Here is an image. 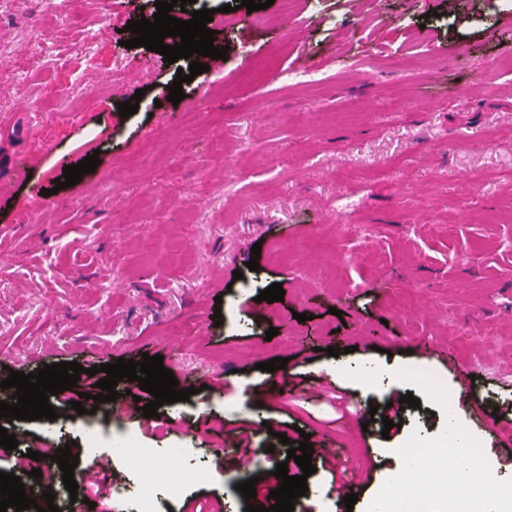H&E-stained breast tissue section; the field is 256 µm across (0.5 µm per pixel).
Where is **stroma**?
Instances as JSON below:
<instances>
[{
    "mask_svg": "<svg viewBox=\"0 0 512 512\" xmlns=\"http://www.w3.org/2000/svg\"><path fill=\"white\" fill-rule=\"evenodd\" d=\"M234 2L194 0L196 11L232 7L214 41L227 50L225 88L213 90L215 74L204 72L175 105L168 87L188 60L124 45L127 23L156 0H66L55 16L38 0H0V48L16 68L0 74V125L15 128L0 144V169L18 151L41 162L0 189V378L146 354L192 377L189 400L124 421L153 461L179 446L183 467L205 473L156 489L157 512H202L219 500L224 512L271 507L282 433L357 450L353 509L336 493L337 464L316 451L294 512H368L403 464L399 443L428 446L452 423L498 483L512 485V450L480 426L512 403L498 379L512 371V69L503 67L512 6L467 0L453 13L448 0H365L355 14L348 0H298L295 29L265 30ZM49 24L52 62L35 40ZM252 56L316 79L303 88L242 79ZM40 83L59 89L54 104L32 101ZM138 90L137 113L120 117L119 103ZM93 153L94 172L55 190L65 166ZM230 160L241 174L228 190ZM45 188V204L32 205ZM274 283L283 300L258 301ZM331 346L339 356L327 355ZM442 349L453 366L437 358ZM276 357L285 368L258 371ZM459 369L473 375L479 418L448 413L409 378L430 372L452 393ZM317 377L324 393L297 399ZM87 382L84 406L99 432H81L67 400H54L56 421L9 423L23 436L16 450L0 448V471H17L30 447L67 445L80 460H106L109 480L128 488L81 512H135L140 476L114 454L109 406L94 404L96 379ZM277 388L281 397L268 398ZM407 393L420 408L382 437L370 404ZM240 434L262 461L249 501L235 489L236 460L218 467L210 453Z\"/></svg>",
    "mask_w": 512,
    "mask_h": 512,
    "instance_id": "35a3bbf8",
    "label": "stroma"
}]
</instances>
